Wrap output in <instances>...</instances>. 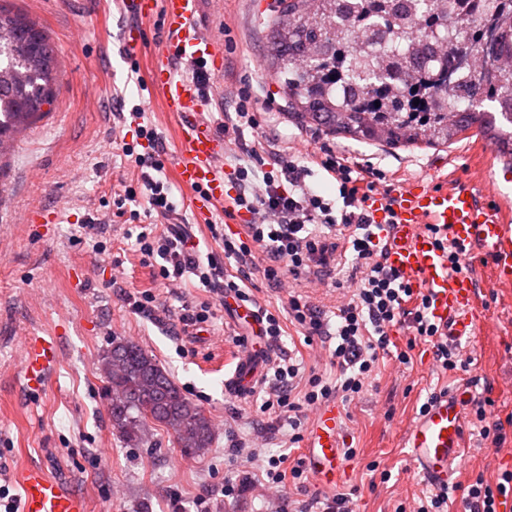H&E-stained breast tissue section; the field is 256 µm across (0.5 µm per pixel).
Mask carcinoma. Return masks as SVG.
<instances>
[{
  "instance_id": "cac0c4a2",
  "label": "carcinoma",
  "mask_w": 512,
  "mask_h": 512,
  "mask_svg": "<svg viewBox=\"0 0 512 512\" xmlns=\"http://www.w3.org/2000/svg\"><path fill=\"white\" fill-rule=\"evenodd\" d=\"M269 21V69L302 122L355 140L448 144L492 132L512 155V0H279ZM472 68L449 80L461 55ZM56 52L24 14L0 0V145L40 119L56 99ZM419 104H414V100ZM380 106H375V102ZM112 427L130 445L161 426L185 455L211 447L213 425L155 357L119 337L104 356Z\"/></svg>"
}]
</instances>
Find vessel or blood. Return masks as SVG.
<instances>
[{
	"instance_id": "1",
	"label": "vessel or blood",
	"mask_w": 512,
	"mask_h": 512,
	"mask_svg": "<svg viewBox=\"0 0 512 512\" xmlns=\"http://www.w3.org/2000/svg\"><path fill=\"white\" fill-rule=\"evenodd\" d=\"M127 18L122 35L123 53L133 56L143 46L144 25L161 18L165 34L162 52L147 73L153 96L175 120L174 174L188 193L187 206L198 220H206L212 207L228 204L224 172L220 166L226 142L207 120L211 94L179 70L181 63L205 69L222 58L219 45L197 25L205 0H115ZM397 222L385 227L387 261L412 287L429 298L431 314L444 338L452 343H473L487 321L473 276L454 272L446 254L438 249L426 227L440 225L459 249L487 262L494 283L512 284V218L500 193L488 189L479 197L472 189L436 187L421 181L394 194ZM237 324L247 325L246 345L236 352L235 365L224 389L237 397L249 396L263 379L271 350L262 335L255 310L232 306ZM49 365L47 346L29 343L23 365L28 387L40 389ZM465 397L449 394L431 405L403 432V445L419 474L435 487L448 485L453 465L462 457ZM339 410L323 404L314 415L303 461L324 488L331 489L344 473ZM22 512H87L86 502L68 493L42 468L26 470L22 478Z\"/></svg>"
}]
</instances>
